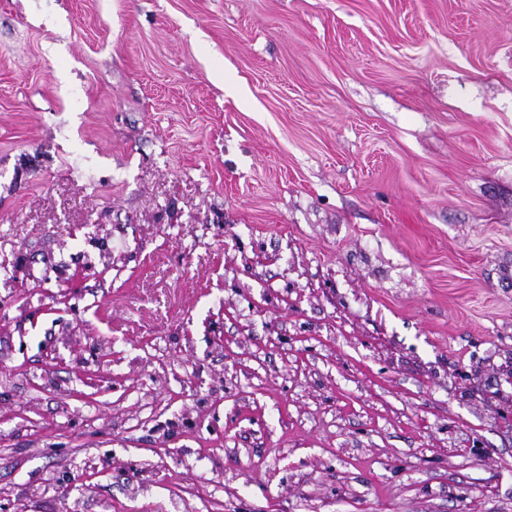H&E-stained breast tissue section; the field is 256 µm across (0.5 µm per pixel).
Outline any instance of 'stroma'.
Instances as JSON below:
<instances>
[{
    "label": "stroma",
    "instance_id": "1",
    "mask_svg": "<svg viewBox=\"0 0 512 512\" xmlns=\"http://www.w3.org/2000/svg\"><path fill=\"white\" fill-rule=\"evenodd\" d=\"M0 512H512V0H0Z\"/></svg>",
    "mask_w": 512,
    "mask_h": 512
}]
</instances>
